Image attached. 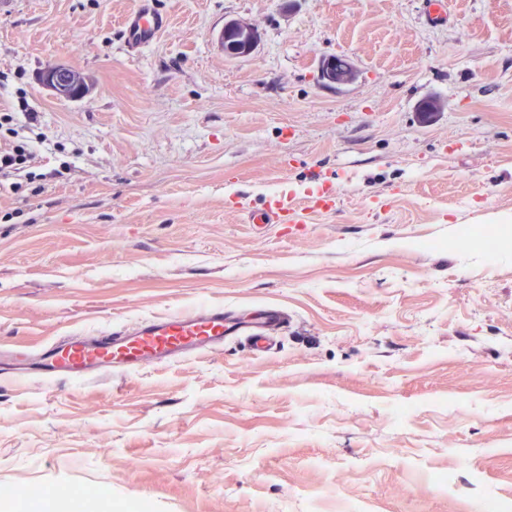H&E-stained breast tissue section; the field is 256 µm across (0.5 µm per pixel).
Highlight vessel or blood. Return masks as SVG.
I'll return each instance as SVG.
<instances>
[{
    "mask_svg": "<svg viewBox=\"0 0 512 512\" xmlns=\"http://www.w3.org/2000/svg\"><path fill=\"white\" fill-rule=\"evenodd\" d=\"M167 26V18L153 0H137L126 16L124 34L131 49L149 44ZM265 221H298L299 214L286 196L267 202ZM287 317L270 308L256 323L229 321L223 307L201 305L188 312L141 321L133 330H113L95 336H65L61 350L48 355V376L54 380L85 377L102 372H131L140 366L183 355L222 351L226 339L248 336L256 351L268 346V335L284 328Z\"/></svg>",
    "mask_w": 512,
    "mask_h": 512,
    "instance_id": "vessel-or-blood-1",
    "label": "vessel or blood"
}]
</instances>
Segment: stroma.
I'll use <instances>...</instances> for the list:
<instances>
[{"label": "stroma", "instance_id": "35a3bbf8", "mask_svg": "<svg viewBox=\"0 0 512 512\" xmlns=\"http://www.w3.org/2000/svg\"><path fill=\"white\" fill-rule=\"evenodd\" d=\"M135 2L0 0V102L46 138L37 185L0 184V344L33 364L198 304L290 323L264 355L0 384V512L33 486L81 512L512 502V0H153L133 53ZM333 56L353 83L320 79ZM55 61L93 91L50 96ZM322 181L334 210L252 223ZM166 26L167 17L155 8L152 0H138L124 21L128 47L137 50L149 44ZM220 40L227 58L240 59L254 53L260 43V34L253 25L231 19L225 21Z\"/></svg>", "mask_w": 512, "mask_h": 512}]
</instances>
